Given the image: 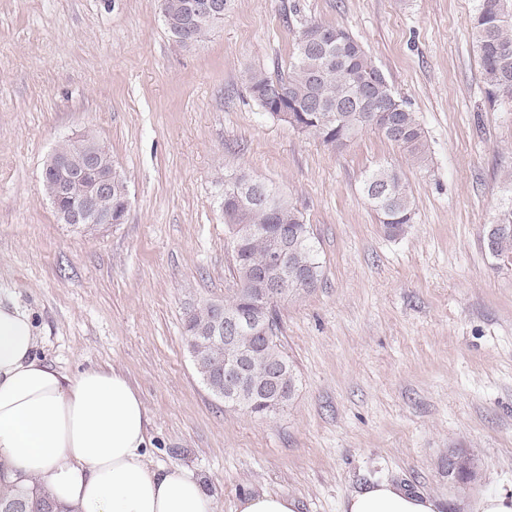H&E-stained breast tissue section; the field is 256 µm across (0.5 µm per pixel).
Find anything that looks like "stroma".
<instances>
[{"label":"stroma","instance_id":"1","mask_svg":"<svg viewBox=\"0 0 512 512\" xmlns=\"http://www.w3.org/2000/svg\"><path fill=\"white\" fill-rule=\"evenodd\" d=\"M475 0H224V23L177 45L158 0H0V301L38 353L113 367L150 417L149 460L185 467L235 512L285 493L341 512L373 481L445 499L512 492V268L485 246L512 201V97L473 44ZM348 30L415 112L426 166L368 130L337 149L272 119L250 70L286 71L301 22ZM90 134L128 180L125 223H59L42 190L57 142ZM399 169L415 219L388 237L365 175ZM275 185L314 233L317 288L279 302L294 399L259 417L196 372L184 320L235 283L219 181ZM474 454L473 478L448 456ZM474 458L466 453L452 452L448 456V476L460 480L469 479L473 474Z\"/></svg>","mask_w":512,"mask_h":512}]
</instances>
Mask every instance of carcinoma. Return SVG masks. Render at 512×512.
Returning <instances> with one entry per match:
<instances>
[{
  "label": "carcinoma",
  "mask_w": 512,
  "mask_h": 512,
  "mask_svg": "<svg viewBox=\"0 0 512 512\" xmlns=\"http://www.w3.org/2000/svg\"><path fill=\"white\" fill-rule=\"evenodd\" d=\"M192 0H160V11L171 38L183 47L207 39L217 28L218 18L191 10ZM485 83L494 92L512 93V0H476L472 19ZM248 89L272 118L297 131L314 136L333 147L347 145L365 129L375 130L402 147L412 160H428L427 138L415 113L393 91L359 42L345 29L316 21L301 23L295 37L288 71L276 76L263 69L250 71ZM363 189L372 203L384 232L402 236L413 223L411 191L399 171L378 167L366 174ZM128 191L126 176L112 173L108 190L96 201L97 210L119 214ZM224 222L231 236L243 235L232 254L237 290L224 305L271 317L275 331L267 340L246 331L233 348L248 355L249 387L240 409L253 415H270L288 406L295 395L298 377L280 343L277 304L265 301L267 277L262 270L276 250L274 232L288 225V256L284 267L271 273L290 293L316 286L322 262L313 243L310 225L301 213L270 184L243 174L224 180L221 194ZM499 223L508 230L494 235L488 248L512 258V205L501 212ZM213 302L203 301L189 309L185 320L190 354L209 390L224 388V347L209 340L213 329ZM283 369L288 391L271 403L265 380L268 368ZM474 458L466 453L448 455V476L460 480L473 474ZM0 512H65L46 492L12 485L0 488Z\"/></svg>",
  "instance_id": "cac0c4a2"
}]
</instances>
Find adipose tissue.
<instances>
[{
	"instance_id": "obj_1",
	"label": "adipose tissue",
	"mask_w": 512,
	"mask_h": 512,
	"mask_svg": "<svg viewBox=\"0 0 512 512\" xmlns=\"http://www.w3.org/2000/svg\"><path fill=\"white\" fill-rule=\"evenodd\" d=\"M31 317L0 302V476L47 491L66 512H214L202 481L155 468L149 415L116 370L69 375L38 355ZM440 499L390 482L354 491L342 512H442Z\"/></svg>"
}]
</instances>
